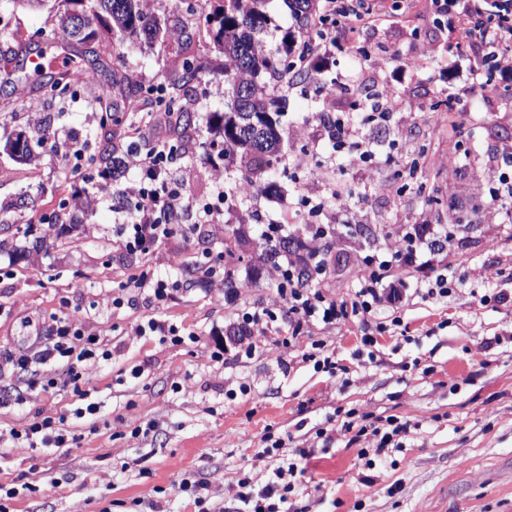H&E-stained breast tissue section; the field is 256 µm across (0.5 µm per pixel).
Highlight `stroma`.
I'll return each instance as SVG.
<instances>
[{"mask_svg":"<svg viewBox=\"0 0 512 512\" xmlns=\"http://www.w3.org/2000/svg\"><path fill=\"white\" fill-rule=\"evenodd\" d=\"M380 5L381 24L328 28L333 42L317 82L346 85L329 109L335 117L351 111L358 86L387 94L389 119L359 129L366 141L388 131V143L368 162L355 149L335 150L316 112L317 82L289 88L280 118L288 173L276 177V191L258 199L259 215L251 218L242 206L251 188L238 159L212 170L207 153L222 137L201 129L193 155L173 156L168 169L184 177L197 200L211 197L214 179L223 181L229 202L208 242L179 229L148 253L127 255L112 236L124 215L112 190L137 183L136 171L109 182L89 164L71 176L62 150L29 164L0 152V219L9 224L0 231V395H23L21 403L0 407V487L16 491L7 512H244L240 482L261 489L303 450L310 458L292 481L284 512H512V214L491 204L496 173L512 174V112L474 86L472 62L461 50L465 35L437 25L433 0ZM56 24L50 7L0 0V27L19 30L49 58L59 53L48 41ZM179 63L175 48L158 45L128 51L123 68L151 85ZM1 81L9 96L0 99V140L26 120L58 112L72 144L96 153L89 135L97 121L93 86L72 80L66 94L53 96L0 67ZM441 105L456 113V129L443 122ZM13 112L25 121H11ZM471 143L482 163L450 165L449 149ZM423 148L427 165L396 178ZM423 182L435 188L436 204L419 193ZM83 187L99 190L98 208L76 213L54 245L36 248L42 219ZM340 189L345 204L310 214L309 203ZM23 194L29 208L9 210ZM454 202L468 205L466 223L449 224ZM286 212L308 247L329 251L321 280L328 299L351 302L359 265L390 255L396 238L424 225L447 237L455 287L448 297L424 299L415 274L404 275L402 304L377 315L388 329L370 360L356 356L366 329L359 320L312 322L290 341L258 328L234 334L238 307L284 306L279 268L262 253L264 232ZM319 224L330 227L321 240L313 237ZM229 225L243 231L231 304L224 301L223 270L199 283L185 274L203 250L223 252ZM144 272L176 281L166 303L136 288ZM116 297L121 305H113ZM75 314L110 352L82 361L77 385L62 364L41 360L52 329ZM151 317L176 325L185 342L142 332ZM315 351L332 357L335 369L315 367L308 359ZM21 357L37 374H50L53 388L28 390L14 366ZM82 389L100 404L95 417L75 415ZM48 415L64 416L73 444L36 454L12 439L11 430ZM390 415L409 428L380 456L371 433L345 427L352 416L369 423ZM275 440L281 448H272ZM185 478L202 484L203 504L180 491Z\"/></svg>","mask_w":512,"mask_h":512,"instance_id":"1","label":"stroma"}]
</instances>
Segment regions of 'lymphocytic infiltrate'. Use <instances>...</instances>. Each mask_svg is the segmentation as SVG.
<instances>
[{
	"label": "lymphocytic infiltrate",
	"instance_id": "obj_1",
	"mask_svg": "<svg viewBox=\"0 0 512 512\" xmlns=\"http://www.w3.org/2000/svg\"><path fill=\"white\" fill-rule=\"evenodd\" d=\"M448 12L456 19L459 28L470 32L472 40L467 50L475 65H482L487 54H494L500 69L512 71V0H448ZM129 166L143 175L139 186L130 194L137 201L133 216L115 225L116 243L126 254L141 255L169 234L164 219L186 208L197 211L198 227L218 223L224 212V190L216 188L210 200L195 204L184 186L174 181L166 165L164 142H156L153 151L143 153L127 150ZM447 250L446 241L435 239L423 250L413 247H396L392 260L379 264H366L358 270L355 299L348 304L327 299L321 287L298 282L293 273L298 259L289 256L282 272L288 273L287 281L281 282L278 291L285 302L281 313L266 309L242 307L238 312L235 329L244 334L260 327L279 336H300L304 322L318 321L333 324L342 319L367 320L384 304L400 299L398 281L386 280L385 274L392 266H418L424 273L420 281L422 297L447 296L451 285L442 272L441 257ZM103 344L99 337L86 334L79 320L60 321L56 325L44 358L48 361L65 362L73 382H80V364L83 360L102 354ZM63 417L47 416L12 430L14 439L24 441L35 452L48 448L63 447L68 437L62 425ZM296 464L277 471L273 481L265 489L253 491L242 488L239 493L246 512H279L276 500L291 489L289 476L295 475Z\"/></svg>",
	"mask_w": 512,
	"mask_h": 512
}]
</instances>
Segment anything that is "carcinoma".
<instances>
[{
    "mask_svg": "<svg viewBox=\"0 0 512 512\" xmlns=\"http://www.w3.org/2000/svg\"><path fill=\"white\" fill-rule=\"evenodd\" d=\"M61 2L75 6L59 17V30L65 37L84 43L94 34L93 24L100 22L112 34V40L88 47L76 55L80 72L106 89V94L92 102L100 117L94 131L98 152L89 157L90 163L114 174L121 172L119 152L122 147L116 143V129L124 125L122 117L112 111V98L117 95L125 100L130 112L138 110L140 101L150 100L151 111L141 116V120L148 124L156 119L163 125L171 153L192 149L201 113L178 104V99L180 92L190 90L204 76L211 75L221 79L230 91L229 100L224 103V114L220 115L224 154L239 156L240 164L244 165L243 175L253 186V198L268 193L272 182L264 175L276 172L288 144L278 121L286 107L287 96L275 94L267 83L260 81V76L268 74L289 87L309 81L321 71L317 48L324 33L318 24L329 21L321 0H291L297 31L285 34L274 49L264 39L271 25L264 8L267 0H224V6L202 17L197 16L192 0H178L176 10L181 15L174 18L147 13L145 0ZM203 34L208 35L214 48L224 55V65L217 70H204L196 57L191 56L183 58L179 69L157 85L146 87L119 71L102 80L105 69L101 52L105 48L112 50L119 59L124 55L127 40H139L148 46L174 40L183 53ZM21 42L18 31L0 29V57L14 54L13 47ZM33 82L37 89L64 92L60 79L53 72L42 71ZM34 131L36 137L27 135L21 142L13 143L11 138H6L4 151L13 160L29 164L35 159L36 145L49 143L54 150L68 147L67 134L53 127L49 116L37 121ZM304 249L306 246L300 240L290 236L275 241L268 238L265 255L275 263L286 262L288 255ZM224 287L231 292L239 287L235 258L229 249L224 250Z\"/></svg>",
    "mask_w": 512,
    "mask_h": 512,
    "instance_id": "cac0c4a2",
    "label": "carcinoma"
}]
</instances>
